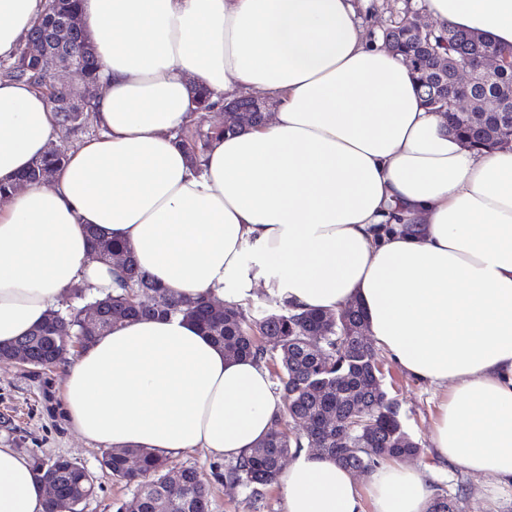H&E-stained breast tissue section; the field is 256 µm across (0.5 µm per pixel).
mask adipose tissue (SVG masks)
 I'll use <instances>...</instances> for the list:
<instances>
[{
	"label": "adipose tissue",
	"mask_w": 512,
	"mask_h": 512,
	"mask_svg": "<svg viewBox=\"0 0 512 512\" xmlns=\"http://www.w3.org/2000/svg\"><path fill=\"white\" fill-rule=\"evenodd\" d=\"M46 0H0V60L14 61ZM439 25L512 47V0H424ZM357 0H82L101 78L98 135L49 183L18 185L55 143L60 117L29 84L0 77V343L42 324L78 285L114 286L88 228L121 241L174 297L243 303L266 292L294 312L358 303L367 331L411 377L441 389L433 453L512 489V143L448 133L409 67ZM243 96L263 124L212 133L189 158L178 133ZM73 427L109 451L202 448L235 460L284 404L267 369L226 357L182 317L117 323L64 359ZM284 512H429L416 467L367 486L306 447L281 471ZM33 461L0 444V512H47Z\"/></svg>",
	"instance_id": "obj_1"
}]
</instances>
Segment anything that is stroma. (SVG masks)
<instances>
[{"mask_svg":"<svg viewBox=\"0 0 512 512\" xmlns=\"http://www.w3.org/2000/svg\"><path fill=\"white\" fill-rule=\"evenodd\" d=\"M377 358L386 371L384 387L400 406L406 431L421 448L411 464L420 467L435 493L453 498L458 512H512V494L491 498L480 479L457 466H440L431 448V432L438 394L430 385L410 377L385 352ZM0 443L30 457L65 456L83 466L94 478L96 493L81 504V512H122L132 490L101 466L102 452L68 422L60 367L33 369L0 359ZM173 469H198L211 490V512H284L280 486L255 493L245 487L229 488L222 474L225 461L202 449L170 457Z\"/></svg>","mask_w":512,"mask_h":512,"instance_id":"35a3bbf8","label":"stroma"}]
</instances>
